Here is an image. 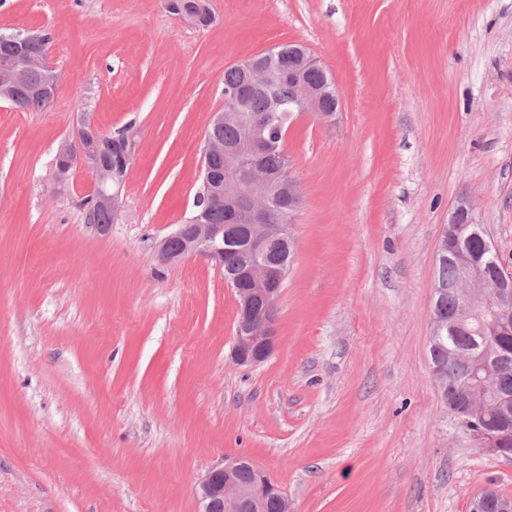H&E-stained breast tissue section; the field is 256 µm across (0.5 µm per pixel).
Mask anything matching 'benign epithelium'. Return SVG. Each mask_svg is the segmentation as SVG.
Returning a JSON list of instances; mask_svg holds the SVG:
<instances>
[{"label": "benign epithelium", "instance_id": "obj_1", "mask_svg": "<svg viewBox=\"0 0 512 512\" xmlns=\"http://www.w3.org/2000/svg\"><path fill=\"white\" fill-rule=\"evenodd\" d=\"M29 39L15 40L17 55L0 65V96L7 99L14 87L31 70L44 68V56L27 49ZM268 56L265 51L238 62L239 68L255 84L271 81L270 70L262 67L258 59ZM290 57L297 65L288 69V80L294 84L288 111L311 113L323 122H329L341 109V100L335 95L330 75L315 85L306 78V72L326 68L318 58L302 45H294ZM247 97L236 94L224 100V113L216 119H230L243 129L240 141L228 144L205 138L202 155L224 154L227 181L224 205L239 212L249 235V253L228 268L224 280L236 293L237 320L232 358L239 366H257L265 362L277 345L278 312L276 302L285 279V268L272 261L275 246L293 239L289 225L270 223V205L274 201L285 204L288 212H296L302 205L299 185L293 181H274L257 162L266 150L268 141L260 128L248 115ZM100 133L93 117L81 113L74 135L58 146L54 176L66 180L73 168L83 166L94 179V197L97 207L117 218L121 206L122 187L112 188V168L104 164L97 153L83 147L82 141ZM479 240L476 252L463 248L459 235L443 232L438 258H450L455 268L451 281L435 280L434 294L452 292L463 298L462 306L452 316L454 327L471 335L485 338L489 335L512 333V278L491 277L485 271V262L494 251L493 245L482 231L475 232ZM155 253L166 264H174L188 255L202 256L224 268V225L179 224L176 230L161 239ZM451 412L462 425L477 424V404L471 400L449 403ZM481 450L503 457L512 455V448L500 447V438L481 431L476 434ZM238 460L232 459L208 470L198 481L197 512H265V502L256 496L263 489L270 496L289 506L288 494L283 486L259 466H253L254 479L250 485L237 478Z\"/></svg>", "mask_w": 512, "mask_h": 512}]
</instances>
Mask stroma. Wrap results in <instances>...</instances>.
Returning <instances> with one entry per match:
<instances>
[{"label":"stroma","instance_id":"35a3bbf8","mask_svg":"<svg viewBox=\"0 0 512 512\" xmlns=\"http://www.w3.org/2000/svg\"><path fill=\"white\" fill-rule=\"evenodd\" d=\"M0 0V32H50L54 104L0 101V512H196L245 458L292 512H471L512 497L432 374L441 236L462 201L512 269V0ZM301 44L333 76L332 125H288L295 257L278 343L232 361L235 294L210 260L157 261L189 216L225 70ZM138 144L110 232L93 176L53 177L80 113ZM182 1H202L203 3H206L208 5V9L204 12V15L202 16L200 27H207L209 26L213 21V16L209 8L208 0H169L168 2V8L173 14H178L177 16L187 23L191 24L192 26H197L198 22V16L197 13L193 8H187L185 5L178 6L177 10H175L174 4L180 3Z\"/></svg>","mask_w":512,"mask_h":512}]
</instances>
